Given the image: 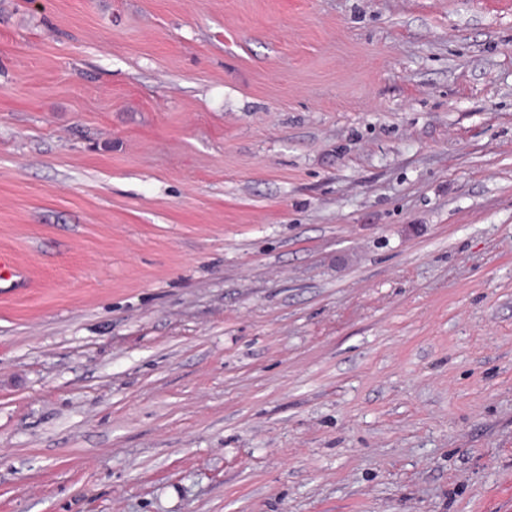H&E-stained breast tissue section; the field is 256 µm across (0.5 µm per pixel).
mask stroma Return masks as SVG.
I'll return each mask as SVG.
<instances>
[{
  "label": "stroma",
  "mask_w": 512,
  "mask_h": 512,
  "mask_svg": "<svg viewBox=\"0 0 512 512\" xmlns=\"http://www.w3.org/2000/svg\"><path fill=\"white\" fill-rule=\"evenodd\" d=\"M0 512H512V0H0Z\"/></svg>",
  "instance_id": "35a3bbf8"
}]
</instances>
